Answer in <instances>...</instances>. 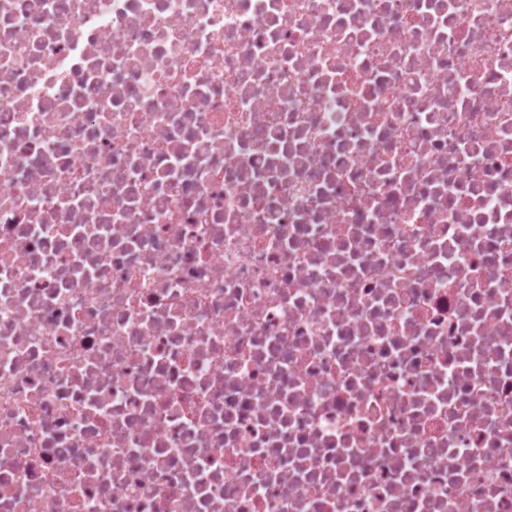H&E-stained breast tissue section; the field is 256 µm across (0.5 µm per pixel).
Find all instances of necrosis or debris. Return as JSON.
<instances>
[{
  "label": "necrosis or debris",
  "mask_w": 512,
  "mask_h": 512,
  "mask_svg": "<svg viewBox=\"0 0 512 512\" xmlns=\"http://www.w3.org/2000/svg\"><path fill=\"white\" fill-rule=\"evenodd\" d=\"M0 512H512V0H0Z\"/></svg>",
  "instance_id": "necrosis-or-debris-1"
}]
</instances>
